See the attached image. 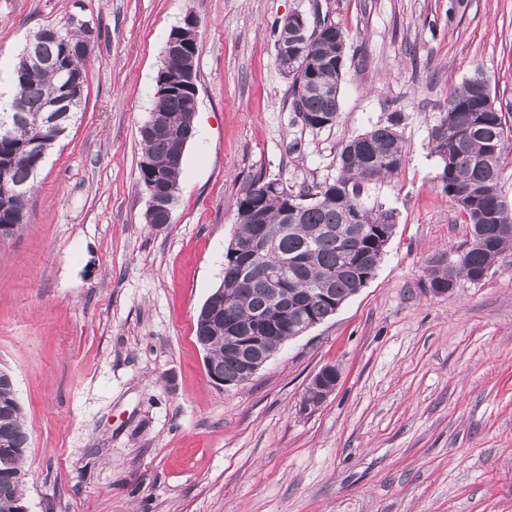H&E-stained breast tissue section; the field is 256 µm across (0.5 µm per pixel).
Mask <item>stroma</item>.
Segmentation results:
<instances>
[{"label": "stroma", "instance_id": "obj_1", "mask_svg": "<svg viewBox=\"0 0 512 512\" xmlns=\"http://www.w3.org/2000/svg\"><path fill=\"white\" fill-rule=\"evenodd\" d=\"M316 12L349 40L339 116L310 131L274 30ZM188 16L195 136L173 221L155 228L139 130ZM82 24L79 119L0 241V368L25 413L28 512H512V255L445 295L428 279L470 239L428 130L476 74L512 113V0H0V96L30 35ZM395 112L405 161L369 187L396 213L375 276L250 381L215 385L195 326L242 189L335 178L342 144ZM329 365L335 391L300 413Z\"/></svg>", "mask_w": 512, "mask_h": 512}]
</instances>
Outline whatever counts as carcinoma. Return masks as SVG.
Returning <instances> with one entry per match:
<instances>
[{
	"instance_id": "obj_1",
	"label": "carcinoma",
	"mask_w": 512,
	"mask_h": 512,
	"mask_svg": "<svg viewBox=\"0 0 512 512\" xmlns=\"http://www.w3.org/2000/svg\"><path fill=\"white\" fill-rule=\"evenodd\" d=\"M85 33H60L61 41L41 45L46 65L29 70L17 88L27 112V135L18 137L0 128V227L17 229L25 223V201L40 169L36 161L57 143L46 131L44 102L58 89L52 67L66 42L83 40ZM347 33L335 23H323L298 37L290 46L288 59H276L291 80L290 111L308 130H321L336 122L345 62ZM320 63L318 74L310 71ZM191 104L189 93L176 88L156 96L154 111L165 114L173 131L153 137L140 129L142 156L153 162V169L139 167L142 189L157 185L174 199L179 190L181 169L168 165L170 157L183 154L186 146L180 132ZM398 119L377 125L348 140L338 153L339 175L313 183L297 192L277 179L260 174L243 189L235 202L238 231L234 239L251 240L260 235L262 247L248 261L234 254L232 245L224 250V275L216 289L231 303L235 333L254 335V321L275 315L288 303V318L280 320V332L267 339L273 350L280 339L299 331V325L312 318L331 317L333 303L354 294L369 274L372 235L352 222L356 212L368 214L370 229L387 231L396 226L392 209L369 197L367 186L398 171L405 159L397 131ZM512 133L506 115L492 100L483 77L465 80L448 95L444 112L430 129L434 153L439 158L438 180L444 192L459 208L471 228V242L450 265L437 259L429 269V287L446 288L448 282L464 277L475 283L485 272L512 251V210L502 194V148ZM280 269L283 287L271 286L265 271ZM328 289L333 301L314 294ZM230 332L224 317L209 319L199 312L196 342L205 352V361L226 378H243L241 360L229 354ZM29 448L23 408L14 384L0 376V452H11L0 461V512H17L24 505L26 473L23 462Z\"/></svg>"
}]
</instances>
